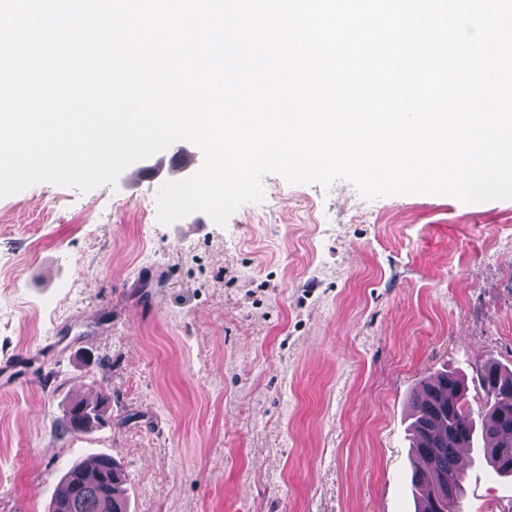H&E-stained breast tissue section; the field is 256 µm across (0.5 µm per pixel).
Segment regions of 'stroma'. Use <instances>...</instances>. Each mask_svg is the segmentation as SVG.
I'll use <instances>...</instances> for the list:
<instances>
[{
    "label": "stroma",
    "instance_id": "stroma-1",
    "mask_svg": "<svg viewBox=\"0 0 512 512\" xmlns=\"http://www.w3.org/2000/svg\"><path fill=\"white\" fill-rule=\"evenodd\" d=\"M263 187L187 235L124 173L0 198V512L96 453L128 512H415L419 382L512 368V200ZM84 387L106 422L63 432ZM469 455L462 512H512Z\"/></svg>",
    "mask_w": 512,
    "mask_h": 512
}]
</instances>
